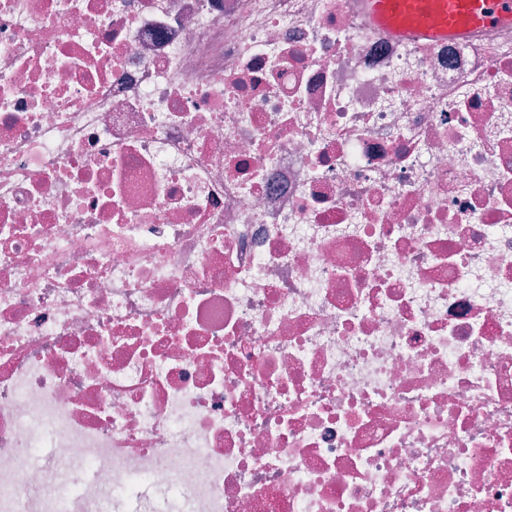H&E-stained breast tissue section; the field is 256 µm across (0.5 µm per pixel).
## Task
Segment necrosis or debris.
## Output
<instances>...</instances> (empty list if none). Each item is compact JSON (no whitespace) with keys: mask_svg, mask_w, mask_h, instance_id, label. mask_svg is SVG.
Wrapping results in <instances>:
<instances>
[{"mask_svg":"<svg viewBox=\"0 0 512 512\" xmlns=\"http://www.w3.org/2000/svg\"><path fill=\"white\" fill-rule=\"evenodd\" d=\"M0 512H512V31L0 0Z\"/></svg>","mask_w":512,"mask_h":512,"instance_id":"obj_1","label":"necrosis or debris"}]
</instances>
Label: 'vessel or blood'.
I'll return each mask as SVG.
<instances>
[{"label": "vessel or blood", "mask_w": 512, "mask_h": 512, "mask_svg": "<svg viewBox=\"0 0 512 512\" xmlns=\"http://www.w3.org/2000/svg\"><path fill=\"white\" fill-rule=\"evenodd\" d=\"M360 3L371 26L404 41L464 43L475 30L512 27V0H360Z\"/></svg>", "instance_id": "1"}]
</instances>
